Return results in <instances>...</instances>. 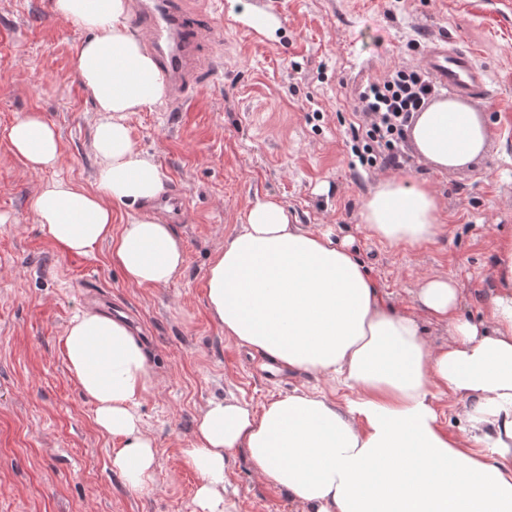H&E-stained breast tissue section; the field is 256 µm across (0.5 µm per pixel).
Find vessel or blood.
Segmentation results:
<instances>
[{
  "label": "vessel or blood",
  "instance_id": "b4317fda",
  "mask_svg": "<svg viewBox=\"0 0 512 512\" xmlns=\"http://www.w3.org/2000/svg\"><path fill=\"white\" fill-rule=\"evenodd\" d=\"M184 0H132L130 22L166 77L170 109L183 111L193 72L201 65L199 44L214 31L197 30ZM431 77L449 93L480 99L487 95L486 76L471 50L451 41H432L423 57Z\"/></svg>",
  "mask_w": 512,
  "mask_h": 512
}]
</instances>
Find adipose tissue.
<instances>
[{"mask_svg": "<svg viewBox=\"0 0 512 512\" xmlns=\"http://www.w3.org/2000/svg\"><path fill=\"white\" fill-rule=\"evenodd\" d=\"M126 8V0L53 2L60 17L91 33L73 66L101 114L93 134L97 171L90 190L45 183L30 211L62 253L105 243L128 282L164 286L182 271L184 249L154 206L164 173L137 149L126 124L128 113L162 104L164 81L124 24ZM412 134L427 160L448 167L477 156L487 128L477 113L441 100L420 113ZM7 137L33 171L61 161L57 131L39 113L16 120ZM116 205L135 210L117 227ZM361 217L377 239L408 248L445 231L437 197L410 179L382 183L364 200ZM495 255L484 321L458 317L462 291L442 278L423 282L417 313L401 312L331 230L299 224L274 198L252 203L209 265L211 316L271 369L338 381L352 396L342 408L307 392L258 411L210 402L184 451L199 475L195 512H224V462L240 449L265 483L305 512H512V237L497 239ZM421 312L447 325L446 344L424 341ZM63 348L94 405L96 427L122 441L113 469L129 488H147L154 442L134 410L153 385L142 342L125 321L88 307L70 321ZM440 395L461 401L462 435L442 428Z\"/></svg>", "mask_w": 512, "mask_h": 512, "instance_id": "ef3b65f1", "label": "adipose tissue"}]
</instances>
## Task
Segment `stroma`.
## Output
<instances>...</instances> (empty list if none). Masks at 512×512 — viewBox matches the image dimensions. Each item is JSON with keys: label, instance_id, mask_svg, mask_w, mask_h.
Instances as JSON below:
<instances>
[{"label": "stroma", "instance_id": "obj_1", "mask_svg": "<svg viewBox=\"0 0 512 512\" xmlns=\"http://www.w3.org/2000/svg\"><path fill=\"white\" fill-rule=\"evenodd\" d=\"M247 10L270 14L273 26L255 32ZM212 17L224 28L214 49L219 73L200 74L187 111L160 106L127 119L166 187L186 197L173 222L182 272L164 286H138L112 264L108 244L65 255L32 220L44 182L93 186L99 114L72 65L89 33L57 16L53 0H0V512H193L199 477L183 451L210 401L257 411L304 391L344 404L343 384L263 370L206 307L208 266L255 199L276 197L299 223L332 229L399 310L412 311L423 278L444 277L462 290L461 316L486 315L494 243L512 235V0H277L273 11L266 0H222ZM438 35L471 49L487 71L486 100H461L489 130L482 151L443 169L408 136L406 168L354 165L346 142L363 121L353 110L358 89L392 65H419ZM30 112L53 123L62 144L60 164L37 174L7 139ZM396 176L437 196L446 231L434 242L390 245L363 224L364 200ZM84 285L106 291L97 308L125 317L152 366L154 386L137 412L156 468L138 492L113 470L117 442L95 428L94 406L64 359L65 329L86 306ZM224 504L226 512H302L243 451L225 464Z\"/></svg>", "mask_w": 512, "mask_h": 512}]
</instances>
